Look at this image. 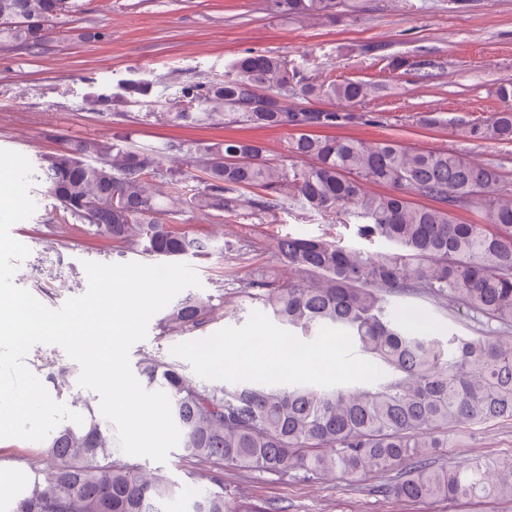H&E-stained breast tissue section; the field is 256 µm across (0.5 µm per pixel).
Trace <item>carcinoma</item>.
Wrapping results in <instances>:
<instances>
[{"label":"carcinoma","instance_id":"1","mask_svg":"<svg viewBox=\"0 0 512 512\" xmlns=\"http://www.w3.org/2000/svg\"><path fill=\"white\" fill-rule=\"evenodd\" d=\"M348 7L347 0H267L269 10L290 16L334 18ZM80 12L79 0H0V48L42 54L51 23ZM152 88L130 81L124 91L138 101ZM379 90L366 81H318L280 55L248 50L224 78L185 84L165 111L145 116L284 130V159L269 157L259 141L226 139L186 151L194 171L179 177L163 154L183 152L180 144L161 152L126 137L62 136L43 157L42 178L64 214L154 259L211 249L208 239L173 224L176 213L160 195V182L174 186L182 213L224 218L246 203L263 222L299 209L339 217L356 225L361 238L390 246L372 252L326 237L277 236L269 245L271 264L288 268V277L259 265L246 283L250 298L281 324L306 334L329 327L357 345L384 372L373 386L266 380L206 387L175 363L142 360L146 388L171 400L185 456L300 481L395 471L391 490L412 502H512V453L463 469L439 462L449 429L512 421V193L503 190L497 167L454 149L317 134L363 119L353 108ZM496 94L499 109L457 124L459 137L512 143V82L499 84ZM290 96L306 105L288 106ZM324 99L344 108L314 105ZM369 184L386 191L371 193ZM459 209L477 210L481 221L460 222ZM399 295L452 303L473 321L476 335L443 344L415 333L391 307ZM211 308L186 298L168 314V326L197 329ZM82 418L43 442L56 465L35 475L11 512H165L178 484L124 459L109 422L86 403ZM209 481L192 512H277L272 504L260 509L231 496L217 474Z\"/></svg>","mask_w":512,"mask_h":512}]
</instances>
